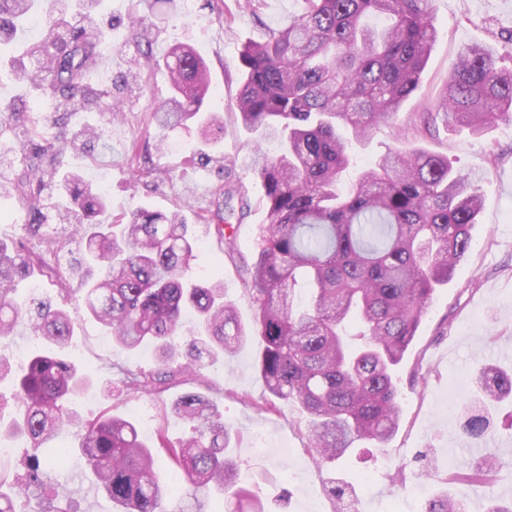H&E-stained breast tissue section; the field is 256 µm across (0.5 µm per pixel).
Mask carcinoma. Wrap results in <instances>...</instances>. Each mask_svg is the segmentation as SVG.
<instances>
[{"label":"carcinoma","instance_id":"carcinoma-1","mask_svg":"<svg viewBox=\"0 0 512 512\" xmlns=\"http://www.w3.org/2000/svg\"><path fill=\"white\" fill-rule=\"evenodd\" d=\"M87 0L82 13L67 0H48L39 39L13 57L11 70L27 72L30 84L48 101L78 110L89 105L112 110V89L86 83L87 72L110 48L109 35ZM32 0H0V42L27 17ZM144 64L156 60L148 31L132 19ZM438 36L431 0H302L288 25L268 31L244 47L245 78L236 106L242 127L280 141L263 152L254 174L263 192L269 225L253 263L243 266V284L255 305L252 325L243 324L234 303L224 298L220 274L206 281L192 277L198 244L183 220L148 210L125 224L93 222L102 197L80 190L67 174L65 145L40 141L37 128L25 130L15 150L22 172L0 179V194L14 196L30 212L24 231L44 236L45 211L54 209L71 227L52 238L56 250L76 248L98 277L80 284L81 302L112 337L128 349L150 345L158 360L150 373L127 369L122 385L129 393L163 392L195 379L202 356L234 351L252 337L263 350L260 377L277 399L301 407L309 418L308 448L331 463L361 441L378 447L398 429L400 390L395 367L416 336L435 289L448 282L469 252L471 231L483 206L481 177L457 175L448 157L391 150L363 169L347 188L339 187L350 164V141L394 120L420 82ZM173 97L157 116L178 127L200 112L208 93L204 60L191 49L166 59ZM20 112L0 105V133L13 134ZM512 120V70L497 65L481 45H469L448 72L434 112L422 113L414 131L430 135L437 121L480 134ZM57 187L71 194L41 195L47 170ZM215 213L214 233L234 248L232 190ZM45 274L63 283L52 266L25 242L0 245V336L30 318L33 332L63 346L73 331L68 310L47 306L36 315L14 303L15 279ZM298 291L310 296L304 311L293 309ZM84 386L74 361L36 355L16 375L19 414L0 424V437L25 436L52 456L68 449L53 444L57 433L75 425L81 450L100 486L121 512H167L170 475L154 465L150 446L135 423L104 413L85 422L70 407ZM512 397V371L488 366L478 372L473 398L461 406L463 429L478 443L494 440L490 406ZM173 412L188 426L178 444L160 434V445L177 466L175 474L195 512L207 511L213 493L237 503V512H265L263 502L236 487L237 464L229 452L232 428L198 392L176 400ZM499 465L488 452L482 462L457 477L480 482ZM28 480L18 484L12 458L0 457V512H16L14 500L40 484L39 467L26 464ZM423 512H466L463 498L435 494Z\"/></svg>","mask_w":512,"mask_h":512}]
</instances>
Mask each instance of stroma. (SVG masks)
I'll return each mask as SVG.
<instances>
[{"label": "stroma", "instance_id": "stroma-1", "mask_svg": "<svg viewBox=\"0 0 512 512\" xmlns=\"http://www.w3.org/2000/svg\"><path fill=\"white\" fill-rule=\"evenodd\" d=\"M184 0H101L98 15L109 25L112 49L99 58L86 80L98 85L101 74L111 80L112 96L122 114L88 109L55 112L37 98L28 84L9 68L0 69V103L16 102L28 109L29 121L45 124L47 137L67 144L65 164L80 173L92 192L101 193L106 207L98 222L109 224L140 210L178 213L190 224L200 249L193 276L209 279L213 271L224 277V293L236 303L244 322L252 320V306L241 278L243 263L253 261L263 227L268 225L266 202L252 173L257 143L239 125L236 100L243 82L240 53L245 45L263 38L267 30L286 26L301 0H194L193 16L183 11ZM438 36L415 93L401 106L395 126L382 125L365 140L352 144L355 166L345 175L352 181L360 167L376 161L388 149L409 152L421 147L447 156L454 170L481 175L483 208L472 229L467 256L448 283L438 287L417 334L395 369L403 409L397 433L385 447L361 442L336 462H316L307 444V417L298 405L271 400L258 375L261 349L251 339L217 362L205 363L202 377L192 387L206 395L232 424V454L239 463L237 482L253 490L266 512H375L374 503L360 485L364 473L376 475L381 495L395 497L400 487L392 473L402 470L406 483L433 478L437 488L464 493L469 512H485L490 500H512V400L492 411L495 448L502 466L480 483L450 481L466 473L485 453L461 431V419L448 408L470 397L476 368L493 364L512 368V121H502L483 134L464 127L438 126L432 135L418 137L412 128L420 113L432 111L458 54L471 44H482L512 67V0H433ZM139 18L152 32L157 64L140 67L138 45L129 29ZM193 48L205 61L210 95L205 112L186 127L169 130L153 114L172 94L164 61L172 47ZM216 116L225 128L218 143L203 141L198 122ZM97 128L96 140L75 139L76 131ZM232 186V207H243L237 227L234 255L225 254L209 221L220 193ZM67 307L75 319L74 336L65 353L81 365L88 381L76 398L85 419L103 411L132 419L147 441L164 432L176 441L186 423L174 415L171 404L182 392L175 386L162 394H126L120 383L124 368L155 370L151 348L130 350L106 336L101 325L86 314L78 300ZM265 433L270 450L251 449L252 430ZM69 447V458L51 462L46 448H34L26 439H14L16 457L41 464L39 498L15 500L16 512H55V497L72 494L75 512H120L102 493L84 459L76 450L75 428L58 437ZM390 460L382 470V460Z\"/></svg>", "mask_w": 512, "mask_h": 512}]
</instances>
